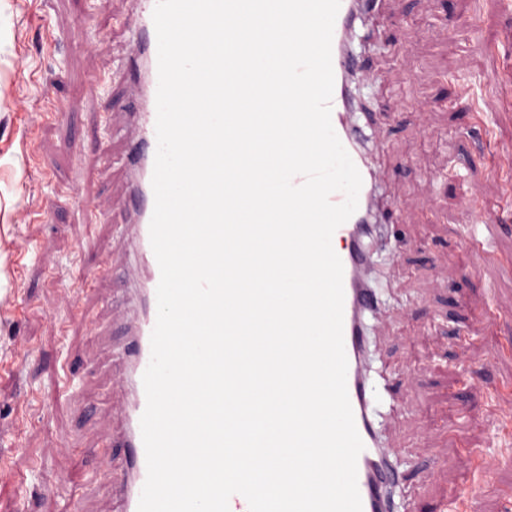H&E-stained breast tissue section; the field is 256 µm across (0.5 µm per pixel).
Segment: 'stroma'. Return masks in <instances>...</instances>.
Masks as SVG:
<instances>
[{"instance_id": "35a3bbf8", "label": "stroma", "mask_w": 512, "mask_h": 512, "mask_svg": "<svg viewBox=\"0 0 512 512\" xmlns=\"http://www.w3.org/2000/svg\"><path fill=\"white\" fill-rule=\"evenodd\" d=\"M131 8L0 0V512H64L76 471L82 512L120 506L110 472L123 451L109 440L120 426L114 363L130 249L120 222ZM379 8L361 50L377 81L362 95L379 110L407 105L376 133L378 169L406 208L391 227L398 260L380 256L374 271L386 303L370 322L372 367L389 390L384 432L405 469L396 498L411 512H451L453 490L471 482L469 512H512V207L465 281L452 263L475 213L512 191V0ZM93 75L112 82L90 93ZM58 103L65 117L49 113ZM477 122L487 138L468 136ZM80 195L110 207L90 214ZM23 240L31 255L19 254ZM89 269L100 276L88 288Z\"/></svg>"}]
</instances>
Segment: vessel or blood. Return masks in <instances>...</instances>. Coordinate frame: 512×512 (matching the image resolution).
Returning a JSON list of instances; mask_svg holds the SVG:
<instances>
[{
    "instance_id": "obj_1",
    "label": "vessel or blood",
    "mask_w": 512,
    "mask_h": 512,
    "mask_svg": "<svg viewBox=\"0 0 512 512\" xmlns=\"http://www.w3.org/2000/svg\"><path fill=\"white\" fill-rule=\"evenodd\" d=\"M136 39L129 66V78L139 104L131 118L138 149L129 158L131 179L128 196L134 204L129 220L132 261L130 291L133 306L126 316L128 342L119 365L115 389L122 396L120 417L121 445L128 457L118 480L122 512H138L147 464L140 420L146 408L143 374L151 356V334L157 319V286L161 273L152 250L149 226L154 209L152 176L156 137V93L158 87L157 38L152 19L156 0H136ZM376 0H341L332 38L334 89L331 99V122L336 135L362 177L356 212L332 236V247L343 264V338L347 370V392L355 426L364 448L357 459V485L362 512H396L394 498L399 480L398 467L387 448L377 421L376 390L367 359L370 351L369 322L379 311L382 301L370 284L368 274L374 254L364 246L366 236H382L385 208L401 210L400 200L384 194L373 153L364 148L356 119L355 81L371 80L355 55L351 41L359 19L371 15ZM498 216L480 211L474 224L463 236L469 257L482 258L490 225Z\"/></svg>"
}]
</instances>
